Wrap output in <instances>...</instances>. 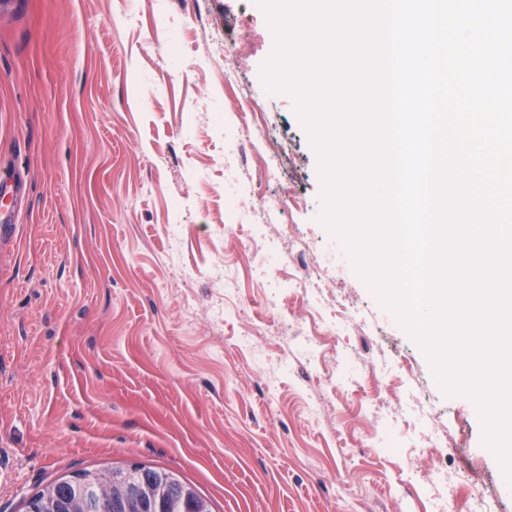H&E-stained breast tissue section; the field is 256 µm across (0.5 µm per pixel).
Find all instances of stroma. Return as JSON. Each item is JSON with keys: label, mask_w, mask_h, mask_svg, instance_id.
<instances>
[{"label": "stroma", "mask_w": 512, "mask_h": 512, "mask_svg": "<svg viewBox=\"0 0 512 512\" xmlns=\"http://www.w3.org/2000/svg\"><path fill=\"white\" fill-rule=\"evenodd\" d=\"M240 81L220 86L206 32ZM175 39L176 72L156 62ZM275 47L257 0H6L0 6V512H24L51 481L82 469L164 468L211 512H431L407 489L408 463L371 445L357 392L328 391L296 344L266 338L280 319L342 317L285 287L264 303L250 243L285 228L328 264L321 285L353 299L364 336H331L384 363L401 406L406 358L459 449H424L479 474L512 512V482L483 443L475 403L447 395L422 349L354 271L322 222L318 155L287 92L261 69ZM274 134L283 174L259 152L230 154L214 127L241 129L243 97ZM281 207L225 214L229 194ZM178 231L180 254L168 250ZM237 290L225 296V280ZM260 332L255 349L240 336Z\"/></svg>", "instance_id": "1"}]
</instances>
